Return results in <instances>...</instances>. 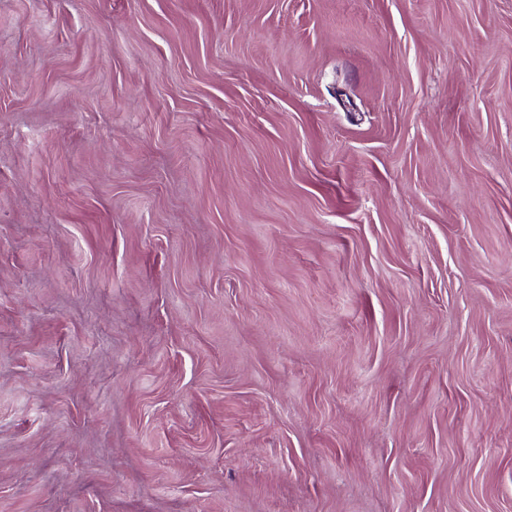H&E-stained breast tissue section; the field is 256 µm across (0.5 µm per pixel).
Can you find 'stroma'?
Here are the masks:
<instances>
[{"label": "stroma", "instance_id": "obj_1", "mask_svg": "<svg viewBox=\"0 0 512 512\" xmlns=\"http://www.w3.org/2000/svg\"><path fill=\"white\" fill-rule=\"evenodd\" d=\"M0 512H512V0H0Z\"/></svg>", "mask_w": 512, "mask_h": 512}]
</instances>
